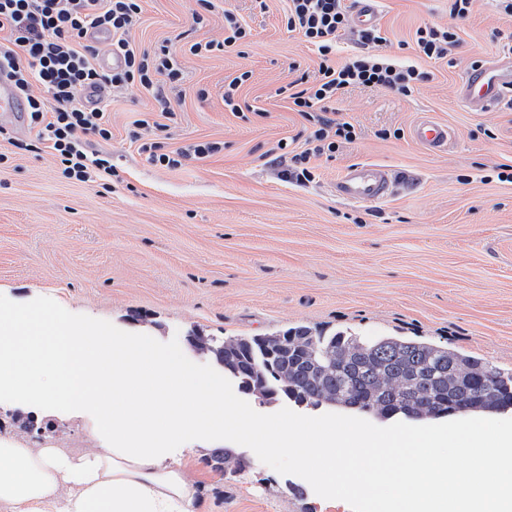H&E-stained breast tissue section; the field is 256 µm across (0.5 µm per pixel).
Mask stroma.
I'll list each match as a JSON object with an SVG mask.
<instances>
[{
	"label": "stroma",
	"mask_w": 512,
	"mask_h": 512,
	"mask_svg": "<svg viewBox=\"0 0 512 512\" xmlns=\"http://www.w3.org/2000/svg\"><path fill=\"white\" fill-rule=\"evenodd\" d=\"M134 32L139 48L170 40L188 90L174 98L170 148L220 141L223 152L183 167L153 164L128 132L152 111L145 90L108 92L112 139L97 143L112 174L91 182L61 175L48 153L28 151L33 134L13 129L0 141V310L35 308L56 319L93 321L113 334L139 333L160 351L183 354L190 331L216 339L264 336L307 325L367 339L403 336L480 357L512 374V183L497 167L512 165V105L479 112L458 88L476 64L512 53V17L497 0H473L453 20L448 0H383L379 54L430 72L407 96L352 88L336 102L338 118L358 138L332 157L315 159L316 179L283 181L269 149L288 140L299 149L302 120L278 88L318 69L317 53L283 23L285 0H218L194 24V0H142ZM233 11L252 36L241 49L193 55L195 42L224 38ZM455 24L459 43L447 58L413 49L417 28ZM252 77L240 97L255 114L224 107V83ZM206 90L198 99L196 90ZM427 117L448 125L446 152L432 154L409 137ZM383 129L399 137L380 138ZM378 163L404 175L388 200L353 204L332 185L354 163ZM201 371L223 376L214 363ZM224 389L259 419L289 416L317 425L345 422L379 434L424 420L381 419L325 405L259 404L232 377ZM51 443H101L98 415L56 418ZM179 457L199 485L198 512H365L354 500L320 510L324 488L288 457L257 454L247 443L186 440ZM225 448L248 459L233 475L209 458Z\"/></svg>",
	"instance_id": "1"
}]
</instances>
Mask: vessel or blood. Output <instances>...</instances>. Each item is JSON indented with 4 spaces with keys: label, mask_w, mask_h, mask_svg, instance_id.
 <instances>
[{
    "label": "vessel or blood",
    "mask_w": 512,
    "mask_h": 512,
    "mask_svg": "<svg viewBox=\"0 0 512 512\" xmlns=\"http://www.w3.org/2000/svg\"><path fill=\"white\" fill-rule=\"evenodd\" d=\"M382 0H353V24L356 29L376 27ZM88 38L99 45V64L104 69L120 66V58L112 56L109 46L112 35L94 30ZM512 92V57H501L485 67L470 70L460 86L463 102L473 110L482 111L497 106L505 94ZM22 116L17 95L10 80L0 73V124L20 123ZM413 140L424 147L439 151L447 147L451 132L446 125L422 121L411 129ZM401 176L391 169L374 163L347 166L337 177L334 191L337 197L354 203L376 202L391 197L401 185Z\"/></svg>",
    "instance_id": "b4317fda"
}]
</instances>
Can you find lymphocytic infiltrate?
<instances>
[{
    "label": "lymphocytic infiltrate",
    "instance_id": "lymphocytic-infiltrate-1",
    "mask_svg": "<svg viewBox=\"0 0 512 512\" xmlns=\"http://www.w3.org/2000/svg\"><path fill=\"white\" fill-rule=\"evenodd\" d=\"M287 2V30L314 46L320 59L315 76L300 75L282 89L294 111L313 126L301 151L281 172L284 181L304 185L315 178L312 158L332 155L357 136L352 123L336 116L339 95L366 87L405 96L428 75L375 53L383 41L377 29L361 32L357 51L336 63V36L349 22L346 0ZM141 13V0H0V71L6 72L24 103L27 127L35 130L39 143L48 145L66 178L85 182L92 171H112L109 160L91 149L92 141H111V116L103 106L87 107L83 98L89 88L104 84L152 93L159 118L136 119L129 133L152 163L176 168L224 149L216 141L169 148L170 122L176 117L170 92L178 88L181 72L168 43L142 51L134 46L131 35ZM92 28L111 31L112 53L121 57L120 67L105 72L96 66L95 50L86 39ZM161 75L166 84L158 83Z\"/></svg>",
    "mask_w": 512,
    "mask_h": 512
}]
</instances>
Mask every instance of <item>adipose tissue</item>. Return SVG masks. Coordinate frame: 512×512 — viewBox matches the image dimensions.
<instances>
[{
    "label": "adipose tissue",
    "instance_id": "adipose-tissue-1",
    "mask_svg": "<svg viewBox=\"0 0 512 512\" xmlns=\"http://www.w3.org/2000/svg\"><path fill=\"white\" fill-rule=\"evenodd\" d=\"M32 412L97 410L107 440L74 454L0 440V512H197L198 487L170 464L190 437L231 435L286 454L314 473L330 501L371 512H512V428L400 430L379 437L349 424L260 420L223 383L158 351L43 311H0V392Z\"/></svg>",
    "mask_w": 512,
    "mask_h": 512
}]
</instances>
